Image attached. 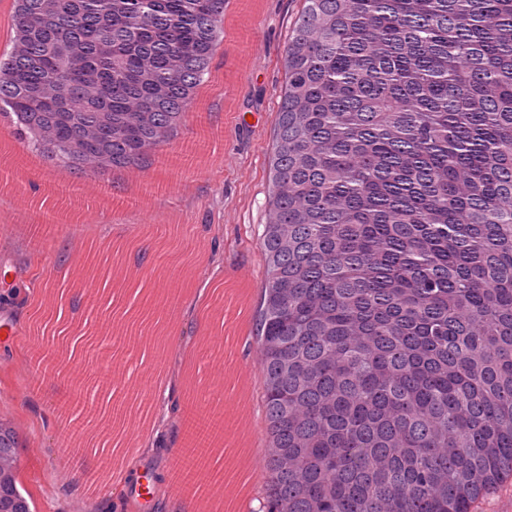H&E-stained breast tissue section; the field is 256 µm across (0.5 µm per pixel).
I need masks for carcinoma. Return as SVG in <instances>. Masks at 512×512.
<instances>
[{"instance_id": "cac0c4a2", "label": "carcinoma", "mask_w": 512, "mask_h": 512, "mask_svg": "<svg viewBox=\"0 0 512 512\" xmlns=\"http://www.w3.org/2000/svg\"><path fill=\"white\" fill-rule=\"evenodd\" d=\"M2 10L0 116L65 176L154 165L224 56V0ZM282 67L260 512H469L512 475V0H303Z\"/></svg>"}]
</instances>
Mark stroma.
<instances>
[{"label":"stroma","instance_id":"35a3bbf8","mask_svg":"<svg viewBox=\"0 0 512 512\" xmlns=\"http://www.w3.org/2000/svg\"><path fill=\"white\" fill-rule=\"evenodd\" d=\"M302 0H258L257 18L224 33V80L214 85L213 128L218 133L214 169L189 168L174 177L157 169L141 173L131 189L149 206H126L115 199L101 245L117 248L116 266H136L138 279L163 284L142 296L171 325L157 337L142 374H161L200 359L198 337H207L221 356L223 375L206 386L180 389L175 404L220 397L224 406V480H245L249 492L234 512H257L259 474L250 465L262 459L266 444L259 406L261 375L252 344L254 312L267 272L259 248L267 204V159L271 148L284 72L280 59ZM95 179L61 181L49 162L0 182V311L10 317L27 311L31 258L43 271L60 260L56 246L34 253L8 225L33 218H59L65 203L96 207ZM16 336L0 335V407L10 410L26 430L20 482L35 512H69L70 496L55 479L70 451L58 441L63 420L55 403L62 391L55 367L29 372L15 355Z\"/></svg>","mask_w":512,"mask_h":512}]
</instances>
